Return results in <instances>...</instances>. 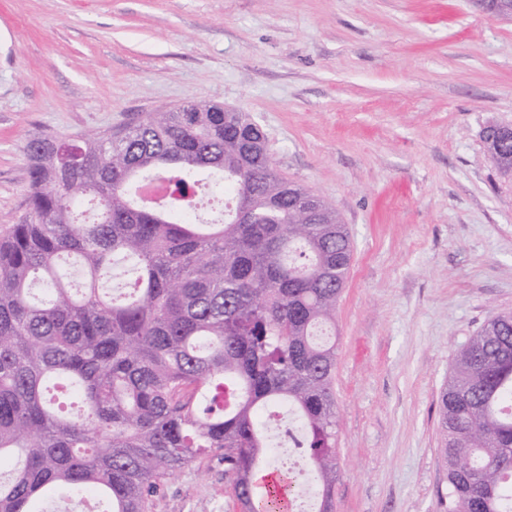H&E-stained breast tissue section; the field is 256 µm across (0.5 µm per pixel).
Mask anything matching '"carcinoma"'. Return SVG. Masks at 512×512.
<instances>
[{"mask_svg":"<svg viewBox=\"0 0 512 512\" xmlns=\"http://www.w3.org/2000/svg\"><path fill=\"white\" fill-rule=\"evenodd\" d=\"M244 112L189 100L126 126L27 145L32 219L0 231V512H148L160 482L214 451L242 512H283L263 484V416L304 449L316 512H332L336 305L346 225L285 197ZM502 176L512 146L485 145ZM231 198L196 222L202 174ZM256 212L250 224L241 211ZM512 311L456 352L439 395L448 512H512Z\"/></svg>","mask_w":512,"mask_h":512,"instance_id":"obj_1","label":"carcinoma"}]
</instances>
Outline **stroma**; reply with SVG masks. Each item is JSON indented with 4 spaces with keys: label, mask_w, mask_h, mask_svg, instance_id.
I'll return each instance as SVG.
<instances>
[{
    "label": "stroma",
    "mask_w": 512,
    "mask_h": 512,
    "mask_svg": "<svg viewBox=\"0 0 512 512\" xmlns=\"http://www.w3.org/2000/svg\"><path fill=\"white\" fill-rule=\"evenodd\" d=\"M197 99L245 112L353 258L336 313L334 512H445L438 397L512 311V21L478 0H0V225L29 220L26 148ZM219 454L150 512H240ZM486 143V144H485ZM486 155L488 160L493 164L495 169L502 176L512 175V146H501L500 149L495 148L485 141Z\"/></svg>",
    "instance_id": "stroma-1"
}]
</instances>
